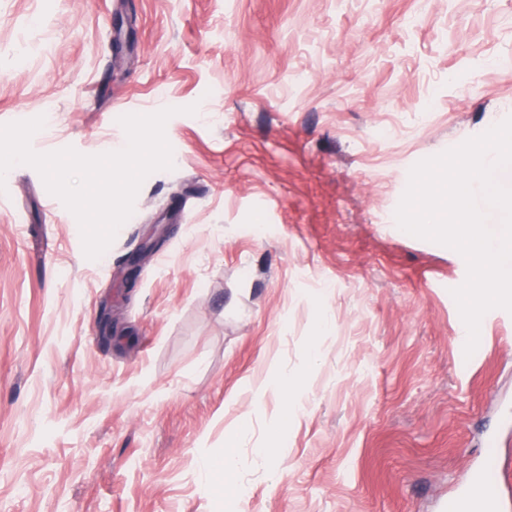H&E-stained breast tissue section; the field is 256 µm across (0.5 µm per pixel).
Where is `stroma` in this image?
Wrapping results in <instances>:
<instances>
[{"label":"stroma","instance_id":"obj_1","mask_svg":"<svg viewBox=\"0 0 512 512\" xmlns=\"http://www.w3.org/2000/svg\"><path fill=\"white\" fill-rule=\"evenodd\" d=\"M166 107L174 167L99 259L6 176L0 512H442L492 431L512 490V313L465 356L464 257L395 219L415 163L512 116V0H0V124L44 116L36 152ZM243 419L223 502L199 463Z\"/></svg>","mask_w":512,"mask_h":512}]
</instances>
